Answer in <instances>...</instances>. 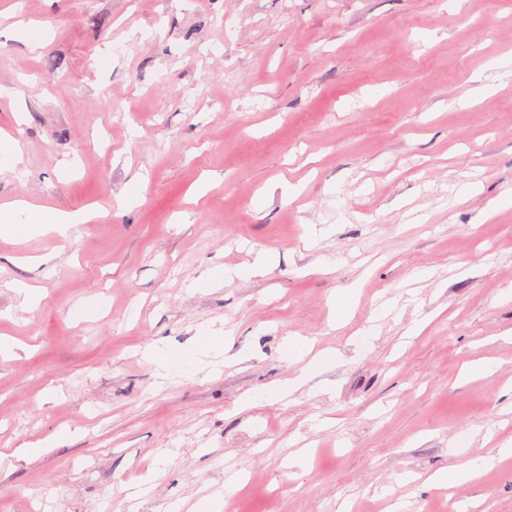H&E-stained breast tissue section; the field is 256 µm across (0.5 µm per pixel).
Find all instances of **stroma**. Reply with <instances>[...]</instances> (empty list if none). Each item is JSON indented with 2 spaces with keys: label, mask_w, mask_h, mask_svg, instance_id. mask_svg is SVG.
Instances as JSON below:
<instances>
[{
  "label": "stroma",
  "mask_w": 512,
  "mask_h": 512,
  "mask_svg": "<svg viewBox=\"0 0 512 512\" xmlns=\"http://www.w3.org/2000/svg\"><path fill=\"white\" fill-rule=\"evenodd\" d=\"M1 131L0 512H512V0H0ZM22 155V146L18 139L8 134L0 136V168L12 167ZM95 216L90 210L58 216L44 208L17 201L2 208L0 234L17 237L43 232L48 228L65 234L72 224L88 223ZM288 348L289 351L293 353V360L296 363L305 362L306 359H308L302 367L303 372H309L313 367L319 365L326 358L322 353H317L309 358L312 352V345L307 338L302 336L288 337ZM509 457H512V448L511 444L507 443L497 449V458L495 456L465 458L450 468L436 472L429 478V483L434 487H443L449 490L477 477L494 459L503 461Z\"/></svg>",
  "instance_id": "1"
}]
</instances>
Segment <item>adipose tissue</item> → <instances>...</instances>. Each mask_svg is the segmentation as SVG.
Wrapping results in <instances>:
<instances>
[{"mask_svg": "<svg viewBox=\"0 0 512 512\" xmlns=\"http://www.w3.org/2000/svg\"><path fill=\"white\" fill-rule=\"evenodd\" d=\"M93 217L94 213L90 210L58 216L46 209L17 201L0 208V234L17 237L49 228L63 234L72 225L88 223Z\"/></svg>", "mask_w": 512, "mask_h": 512, "instance_id": "adipose-tissue-1", "label": "adipose tissue"}]
</instances>
